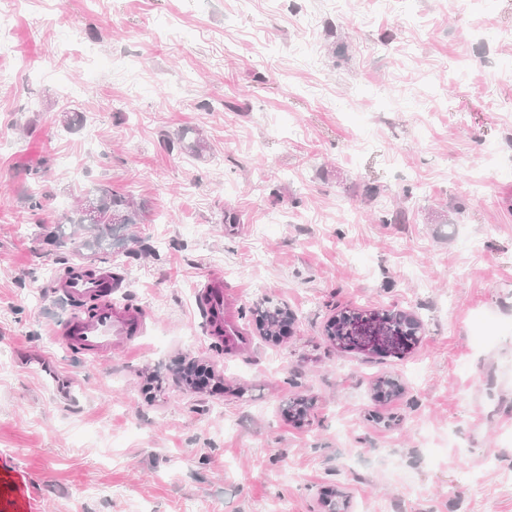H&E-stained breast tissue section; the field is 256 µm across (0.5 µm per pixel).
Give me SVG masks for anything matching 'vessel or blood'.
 Here are the masks:
<instances>
[{"instance_id": "vessel-or-blood-1", "label": "vessel or blood", "mask_w": 512, "mask_h": 512, "mask_svg": "<svg viewBox=\"0 0 512 512\" xmlns=\"http://www.w3.org/2000/svg\"><path fill=\"white\" fill-rule=\"evenodd\" d=\"M118 286L119 279L111 272L91 274L79 268L73 269L58 283V291L69 299H95L99 302L93 313L73 315L56 328L55 334L64 345L100 355L136 343L145 329L146 315L132 308L113 306L112 294ZM226 303L221 280L216 277L209 279L199 296L201 308L209 319L222 324L227 336L241 338L240 327L224 318Z\"/></svg>"}]
</instances>
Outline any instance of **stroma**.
Segmentation results:
<instances>
[{"instance_id": "obj_1", "label": "stroma", "mask_w": 512, "mask_h": 512, "mask_svg": "<svg viewBox=\"0 0 512 512\" xmlns=\"http://www.w3.org/2000/svg\"><path fill=\"white\" fill-rule=\"evenodd\" d=\"M52 2L14 35L50 72L0 83V512L15 467L27 512H512V0ZM97 187L139 222L63 223ZM73 266L119 274L138 344L54 336ZM212 276L240 350L197 310ZM347 307L411 313L418 341L340 350ZM259 313V325L264 336H279L281 330L293 319L287 309L280 307L266 308Z\"/></svg>"}]
</instances>
